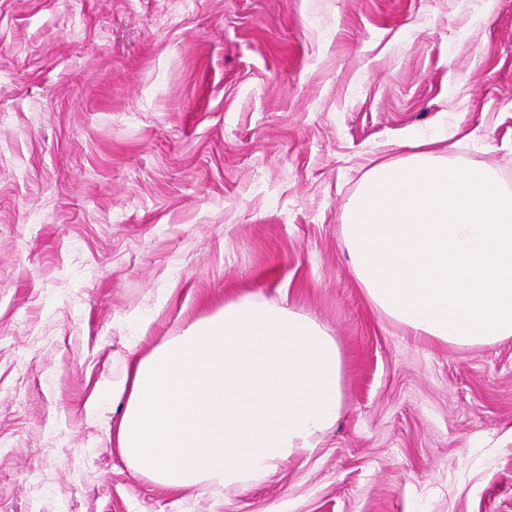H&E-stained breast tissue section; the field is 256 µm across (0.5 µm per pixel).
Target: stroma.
Returning a JSON list of instances; mask_svg holds the SVG:
<instances>
[{
    "instance_id": "35a3bbf8",
    "label": "stroma",
    "mask_w": 512,
    "mask_h": 512,
    "mask_svg": "<svg viewBox=\"0 0 512 512\" xmlns=\"http://www.w3.org/2000/svg\"><path fill=\"white\" fill-rule=\"evenodd\" d=\"M411 139L512 190V0H0V512H512V338L409 335L345 249ZM245 293L336 337L341 417L258 483L135 473L113 382Z\"/></svg>"
}]
</instances>
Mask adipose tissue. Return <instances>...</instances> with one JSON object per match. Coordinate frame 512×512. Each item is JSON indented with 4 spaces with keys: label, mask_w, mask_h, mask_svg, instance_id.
I'll use <instances>...</instances> for the list:
<instances>
[{
    "label": "adipose tissue",
    "mask_w": 512,
    "mask_h": 512,
    "mask_svg": "<svg viewBox=\"0 0 512 512\" xmlns=\"http://www.w3.org/2000/svg\"><path fill=\"white\" fill-rule=\"evenodd\" d=\"M342 234L371 304L416 336L512 338V192L416 142L372 167ZM343 353L310 316L244 294L193 321L112 385L133 469L175 488L261 480L317 448L342 408Z\"/></svg>",
    "instance_id": "obj_1"
}]
</instances>
